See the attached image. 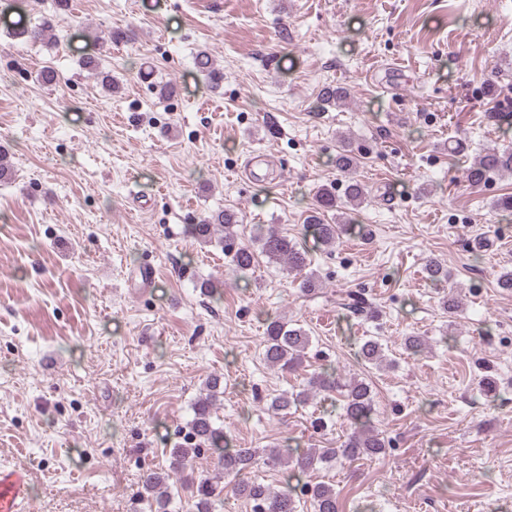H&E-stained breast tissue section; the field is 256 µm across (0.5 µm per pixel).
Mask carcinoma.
<instances>
[{
	"instance_id": "carcinoma-1",
	"label": "carcinoma",
	"mask_w": 512,
	"mask_h": 512,
	"mask_svg": "<svg viewBox=\"0 0 512 512\" xmlns=\"http://www.w3.org/2000/svg\"><path fill=\"white\" fill-rule=\"evenodd\" d=\"M27 41L37 44L57 41L53 19L45 17L31 28L18 32ZM83 66L101 78L104 87L112 88V74L100 68L99 57L92 56L83 62ZM360 153L356 152L351 142H346L336 156V166L348 171L357 166ZM498 172H512V149L493 148L479 158L467 170L466 179L473 188L484 186L489 177ZM367 198V190L360 181L350 178L346 181L343 195L336 194V186L322 185L314 194L311 214L306 221V228L326 246L336 243L344 232L346 224L341 222L339 213L357 208ZM241 217L234 211L221 210L203 216L195 224L189 225L190 233L200 242L212 241L214 229L224 228L221 240L224 257L235 271L251 270L258 256H263L270 263H279L290 270L304 273L301 290L308 294L319 287V277L315 271L308 269L309 261L306 251L288 235L273 227L259 233L255 242L244 243L239 240L236 227ZM430 281L441 283L449 279L448 269L436 260L429 261L425 267ZM346 306L355 314L366 319L376 316V310L359 293L348 295ZM265 336L262 356L265 362L282 370H295L303 364L311 337L301 327L281 319H265ZM360 360L379 364L384 360L383 344L375 337L368 336L362 340L357 349ZM207 394L198 399L193 406V418L190 431L184 442L178 443L169 452V465L165 471L146 470L141 477V490L135 500H151L156 504L154 512H167L169 496L157 494V490L169 484V481L185 480L196 484L193 495L192 512H212L213 499L220 496L224 489L203 478L194 479L197 459L201 446H207L217 454L216 466L227 475L238 477L232 492L252 503V512H296L295 489L284 482L278 487L258 483L246 474L257 465L258 452L254 448H229L224 427L216 424L213 418V406L220 394V381L211 378L205 383ZM325 394L338 392L344 398V413L350 423L351 433L338 448H284L270 454L271 462L284 463L306 473L316 469L317 465L331 460H356L359 458L380 459L387 454L388 441L371 424L374 412V400L369 383L353 379L343 384L335 372L321 371L313 374L308 381V388L299 392L282 393L271 399L268 410L273 414L288 411L305 402L311 391ZM313 512H339L340 503L336 490L326 483H316L306 488Z\"/></svg>"
}]
</instances>
